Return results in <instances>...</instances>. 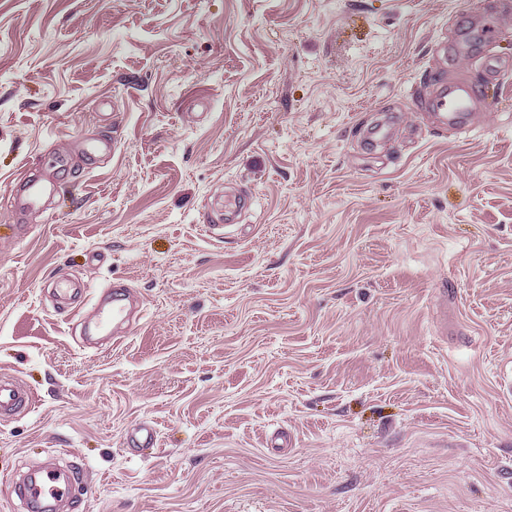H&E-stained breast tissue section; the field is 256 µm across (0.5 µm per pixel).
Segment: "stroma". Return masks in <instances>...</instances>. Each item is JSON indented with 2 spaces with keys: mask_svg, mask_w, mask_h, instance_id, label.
Returning <instances> with one entry per match:
<instances>
[{
  "mask_svg": "<svg viewBox=\"0 0 512 512\" xmlns=\"http://www.w3.org/2000/svg\"><path fill=\"white\" fill-rule=\"evenodd\" d=\"M487 17L512 61L507 0H0V512L49 460L74 512H512V74L438 49ZM438 71L468 131L418 111ZM74 277L140 295L123 342L81 347ZM479 94L477 84L470 80L460 81L425 101V109L444 112L452 126L458 130H465L473 124L472 107L479 99ZM56 178L57 169L46 170L35 180L22 178L16 186V194L11 202L13 211L22 216L35 209L45 192L54 188ZM32 405V398L18 380L13 377L0 376V419L15 417L27 412ZM156 430L150 422L133 426L125 435L126 448H152L156 445Z\"/></svg>",
  "mask_w": 512,
  "mask_h": 512,
  "instance_id": "35a3bbf8",
  "label": "stroma"
}]
</instances>
